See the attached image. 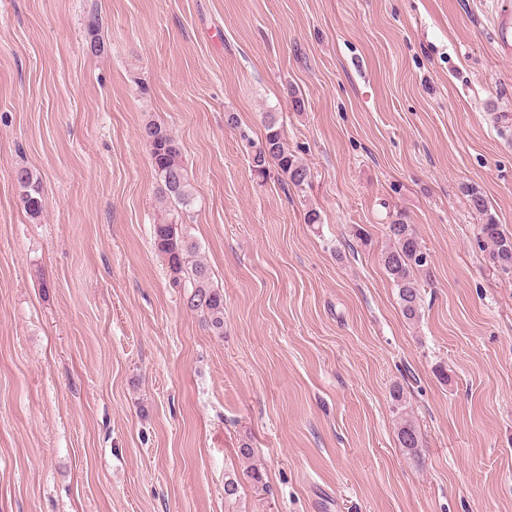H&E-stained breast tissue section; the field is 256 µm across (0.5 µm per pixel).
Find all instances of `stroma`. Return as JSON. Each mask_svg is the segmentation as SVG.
<instances>
[{"label": "stroma", "mask_w": 512, "mask_h": 512, "mask_svg": "<svg viewBox=\"0 0 512 512\" xmlns=\"http://www.w3.org/2000/svg\"><path fill=\"white\" fill-rule=\"evenodd\" d=\"M497 14L0 0V512H512V278L464 193L512 232ZM269 112L309 185L254 170ZM151 121L194 187L220 336L153 245ZM20 167L42 181L35 218ZM400 214L429 254L415 324L381 263ZM398 441L402 448H406L409 454H418V448L422 447L420 434L413 423L407 417H401L398 428Z\"/></svg>", "instance_id": "35a3bbf8"}]
</instances>
